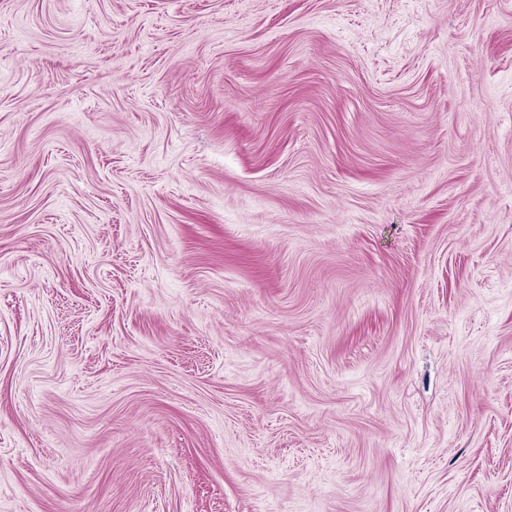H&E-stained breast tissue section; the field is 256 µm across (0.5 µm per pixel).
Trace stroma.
<instances>
[{"label": "stroma", "mask_w": 512, "mask_h": 512, "mask_svg": "<svg viewBox=\"0 0 512 512\" xmlns=\"http://www.w3.org/2000/svg\"><path fill=\"white\" fill-rule=\"evenodd\" d=\"M0 512H512V0H0Z\"/></svg>", "instance_id": "obj_1"}]
</instances>
